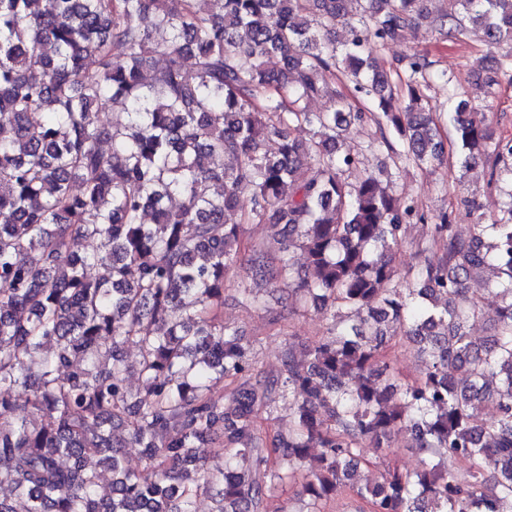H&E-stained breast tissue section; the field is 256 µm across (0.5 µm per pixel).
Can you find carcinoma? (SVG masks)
<instances>
[{
  "label": "carcinoma",
  "instance_id": "carcinoma-1",
  "mask_svg": "<svg viewBox=\"0 0 512 512\" xmlns=\"http://www.w3.org/2000/svg\"><path fill=\"white\" fill-rule=\"evenodd\" d=\"M216 2L0 0V485L11 492L0 512H193L202 490L216 512H263L275 483L299 475L297 512H323L345 492L370 512H512V136L494 135L468 102L453 106L458 167L494 161L506 201L468 236L436 215L419 288L402 287L389 257L407 225L427 221L418 200L382 185L344 139L371 120L396 167L443 163L426 91L451 77L414 52L401 59L400 95L378 51L424 20L445 41L475 31L512 44V0H446L438 13L435 0ZM338 72L372 108L323 80ZM503 81L512 54L485 70L487 88ZM323 98L329 109L312 110ZM108 102L123 111L103 117ZM243 184L252 197L240 214ZM261 223L283 225L288 247L274 258L252 249L243 300L257 306L255 288L284 286L328 321L302 351L307 365L290 348L276 377L255 371L218 315L245 225ZM297 251L308 260L300 281ZM94 266L107 278L91 277ZM488 266L501 304L477 342L465 327L483 296L468 282ZM398 338L421 355L410 382L388 359ZM132 339L136 396L121 355ZM216 375L245 378L230 409L209 397ZM277 397L294 425L266 441L255 405ZM486 407L494 420L481 424ZM403 429L420 466L361 478L360 449L385 455ZM206 439L228 451L224 466L201 469ZM130 441L140 469L124 465ZM96 456L112 469L110 495L88 464Z\"/></svg>",
  "mask_w": 512,
  "mask_h": 512
}]
</instances>
